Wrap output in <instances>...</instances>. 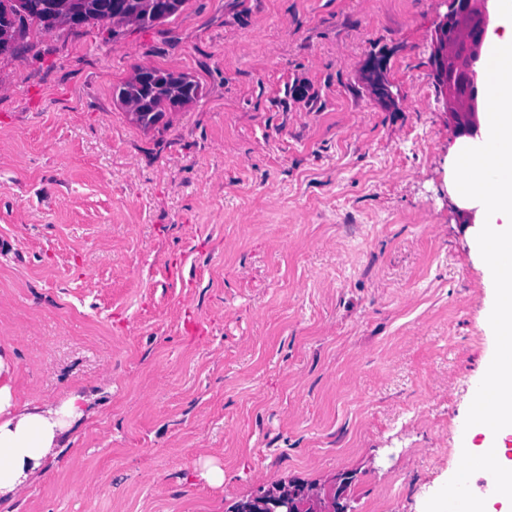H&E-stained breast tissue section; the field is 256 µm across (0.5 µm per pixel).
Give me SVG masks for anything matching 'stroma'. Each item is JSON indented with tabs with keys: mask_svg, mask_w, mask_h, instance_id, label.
Returning a JSON list of instances; mask_svg holds the SVG:
<instances>
[{
	"mask_svg": "<svg viewBox=\"0 0 512 512\" xmlns=\"http://www.w3.org/2000/svg\"><path fill=\"white\" fill-rule=\"evenodd\" d=\"M446 11L187 0L0 55V347L20 403L89 401L0 512H227L343 473L349 512H445L465 470L501 508L465 426L494 294L433 78ZM138 66L201 94L143 131L113 97ZM366 83L369 89L375 92V95H382L385 100L389 102L395 100L394 94L391 90V85L386 80L380 64L374 63L369 67L366 76Z\"/></svg>",
	"mask_w": 512,
	"mask_h": 512,
	"instance_id": "obj_1",
	"label": "stroma"
}]
</instances>
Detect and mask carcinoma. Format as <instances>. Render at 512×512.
Listing matches in <instances>:
<instances>
[{
	"mask_svg": "<svg viewBox=\"0 0 512 512\" xmlns=\"http://www.w3.org/2000/svg\"><path fill=\"white\" fill-rule=\"evenodd\" d=\"M31 7L27 12L16 14L14 22L17 39L24 38L32 24H41L38 6L44 0H28ZM82 8L84 24L90 25L106 20L114 24L152 28L179 13L186 0H77ZM200 95V85L185 73L160 68L137 67L128 80L121 83L116 91V101L132 116L133 122L144 130L157 127L166 115L196 100ZM352 478L336 482L328 488H319L303 481L280 483L258 498L267 499L282 493L296 503L316 502L323 512L341 501V505L351 498Z\"/></svg>",
	"mask_w": 512,
	"mask_h": 512,
	"instance_id": "1",
	"label": "carcinoma"
}]
</instances>
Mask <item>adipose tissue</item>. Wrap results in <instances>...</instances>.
Segmentation results:
<instances>
[{
  "mask_svg": "<svg viewBox=\"0 0 512 512\" xmlns=\"http://www.w3.org/2000/svg\"><path fill=\"white\" fill-rule=\"evenodd\" d=\"M17 359L11 350H0V495L23 489L43 468L47 456L73 422L85 413L82 396L73 395L57 408L19 406L13 389ZM497 413L477 411L479 425H493L497 435L495 463L504 485H512V450L506 440L512 436V392L497 401Z\"/></svg>",
  "mask_w": 512,
  "mask_h": 512,
  "instance_id": "obj_1",
  "label": "adipose tissue"
}]
</instances>
